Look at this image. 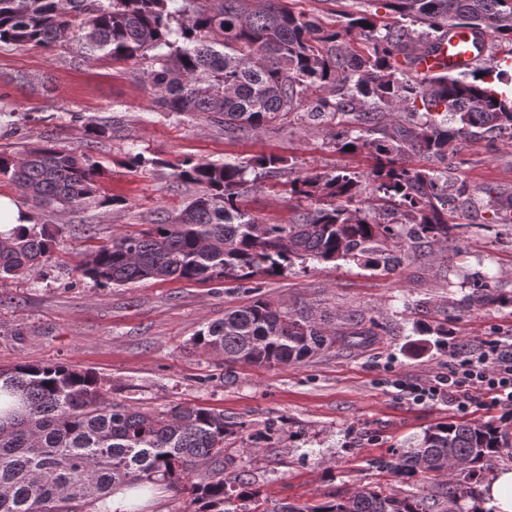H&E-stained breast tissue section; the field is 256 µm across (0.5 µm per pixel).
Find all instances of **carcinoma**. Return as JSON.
<instances>
[{
	"instance_id": "carcinoma-1",
	"label": "carcinoma",
	"mask_w": 512,
	"mask_h": 512,
	"mask_svg": "<svg viewBox=\"0 0 512 512\" xmlns=\"http://www.w3.org/2000/svg\"><path fill=\"white\" fill-rule=\"evenodd\" d=\"M399 21L365 12L339 29L288 9L283 0H0V46L49 45L64 37L87 59L149 58L141 82L172 115L193 113L237 137L288 123L311 95V123L339 116L340 150H370L366 177L340 171L290 182L301 200L325 199L291 224H266L240 208L249 170L275 173L282 156L216 164L187 157L173 177L198 187L179 212L143 230L90 244L75 272L105 287L144 280L245 283L281 276L297 261L361 262L394 271L448 243L450 219L472 206L464 179L406 163L414 154L457 164L478 133L512 140V98L488 86L498 51L512 58V0H384ZM423 24L427 31L416 33ZM489 33L487 58L470 72L420 77L413 54L450 26ZM96 166L75 149L24 143L0 152V179L34 206L82 210L96 202ZM63 228L19 226L0 237V279L52 261ZM512 303L476 282L461 308ZM383 325L363 315L331 319L304 300L258 295L191 338L230 364L288 367L332 349L364 347ZM90 371L20 363L0 369V512H95L118 489L141 494L164 482L191 495L194 512H461L487 462L503 447L498 427L445 422L417 447L393 450L385 467L399 478L432 480L430 494L358 490L319 505L268 504L247 474L234 472L226 443L245 422L213 408L175 404L160 411L112 402ZM464 473L448 472L451 461Z\"/></svg>"
}]
</instances>
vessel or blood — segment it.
I'll use <instances>...</instances> for the list:
<instances>
[{
    "label": "vessel or blood",
    "instance_id": "vessel-or-blood-1",
    "mask_svg": "<svg viewBox=\"0 0 512 512\" xmlns=\"http://www.w3.org/2000/svg\"><path fill=\"white\" fill-rule=\"evenodd\" d=\"M474 37L463 27H456L448 35L418 51L411 64L422 75L460 74L474 68L478 56L472 47Z\"/></svg>",
    "mask_w": 512,
    "mask_h": 512
}]
</instances>
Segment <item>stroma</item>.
I'll return each mask as SVG.
<instances>
[{"label":"stroma","mask_w":512,"mask_h":512,"mask_svg":"<svg viewBox=\"0 0 512 512\" xmlns=\"http://www.w3.org/2000/svg\"><path fill=\"white\" fill-rule=\"evenodd\" d=\"M294 12L338 26L348 12H376L379 0H286ZM140 66L81 57L75 42L0 47V109L13 112L0 124V150L20 139L49 142L87 153L98 166L101 195L112 207L40 212L41 224L64 229L60 261L47 273L0 282V367L65 363L95 373L112 401L159 412L190 403L250 422L274 425L258 452L246 437L232 453L269 502L315 504L329 493L361 488L399 496L419 494L415 481L395 478L383 466L392 449L411 448L424 432L456 414L447 402L415 404L385 380H428L453 365L435 330L445 326L459 348L484 340H512V304L456 309L452 303L483 280L512 295V223H491L486 188L512 196V140L481 137L465 143L456 170L467 180L475 210L460 216L446 250L384 273L355 262L298 263L284 275L260 276L252 286L148 280L98 287L74 267L88 237L97 242L144 228L174 214L195 188L174 183L172 168L187 157L238 163L279 155L288 164L259 178L244 207L269 224H286L309 208L287 193L306 174H359L374 164L369 152L337 150V125L309 124L296 109L287 124L235 138L205 119L164 112L140 82ZM111 126L108 138H84L87 122ZM151 165L132 170L128 152ZM290 302L303 299L346 315L360 311L379 320L384 334L370 347L330 350L279 368L224 365L190 344L208 323L255 295Z\"/></svg>","instance_id":"stroma-1"}]
</instances>
